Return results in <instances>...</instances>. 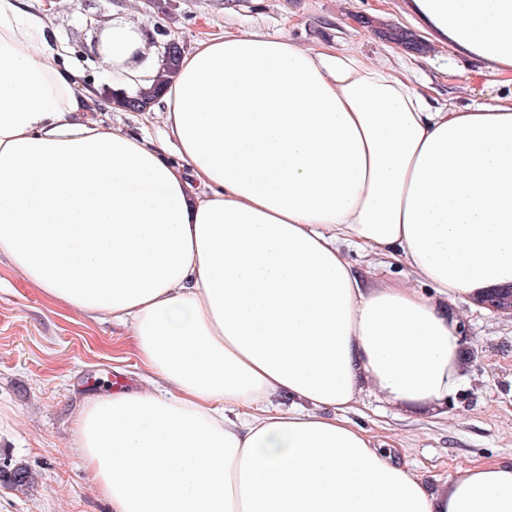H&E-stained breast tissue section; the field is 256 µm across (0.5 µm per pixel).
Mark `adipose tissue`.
I'll return each instance as SVG.
<instances>
[{
    "label": "adipose tissue",
    "instance_id": "adipose-tissue-1",
    "mask_svg": "<svg viewBox=\"0 0 512 512\" xmlns=\"http://www.w3.org/2000/svg\"><path fill=\"white\" fill-rule=\"evenodd\" d=\"M411 6L512 75V0ZM46 18L0 0V252L128 330L144 387L76 417L112 512H512V463L433 489L350 419L367 393L437 416L464 381L448 306L512 285V97L438 105L395 68L251 31L184 53L139 136ZM112 70L131 90L157 70L124 23ZM350 249L412 277H361Z\"/></svg>",
    "mask_w": 512,
    "mask_h": 512
}]
</instances>
